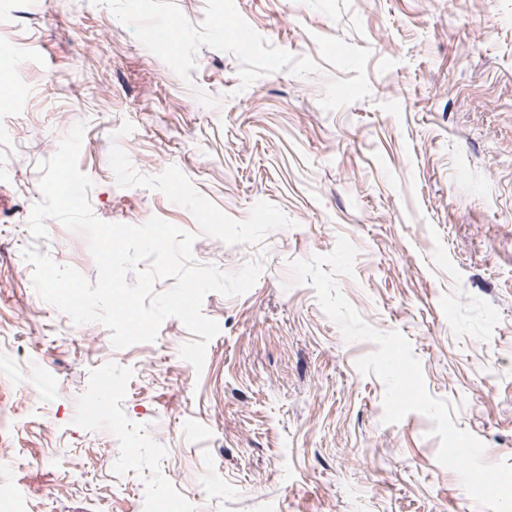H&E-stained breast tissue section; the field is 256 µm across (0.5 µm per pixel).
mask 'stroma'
Instances as JSON below:
<instances>
[{"instance_id": "stroma-1", "label": "stroma", "mask_w": 512, "mask_h": 512, "mask_svg": "<svg viewBox=\"0 0 512 512\" xmlns=\"http://www.w3.org/2000/svg\"><path fill=\"white\" fill-rule=\"evenodd\" d=\"M0 0V474L20 512H485L436 460L431 420L383 423L362 375L290 265L358 255L337 278L377 330L406 336L430 395L512 464V0ZM85 123L79 166L102 221L196 233L240 296L208 294L202 371L166 319L114 348L33 288L28 246L96 280L85 235L33 238L40 165ZM178 167L229 217L268 201L295 225L258 245L199 233L165 195L120 187Z\"/></svg>"}]
</instances>
